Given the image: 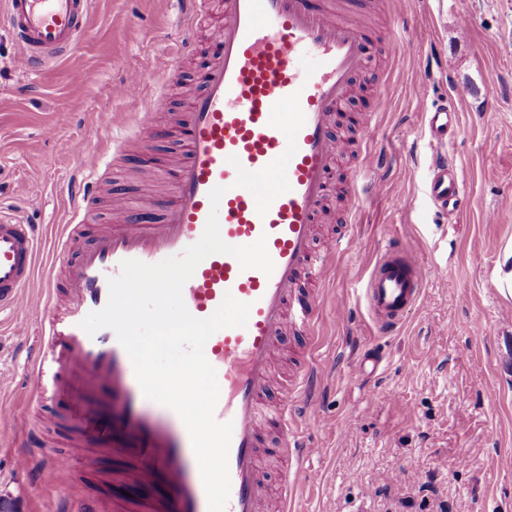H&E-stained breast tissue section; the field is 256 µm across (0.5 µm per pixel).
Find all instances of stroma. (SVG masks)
Here are the masks:
<instances>
[{
	"label": "stroma",
	"instance_id": "stroma-1",
	"mask_svg": "<svg viewBox=\"0 0 512 512\" xmlns=\"http://www.w3.org/2000/svg\"><path fill=\"white\" fill-rule=\"evenodd\" d=\"M387 15L373 18L370 61L356 77L365 91L349 100L354 117L382 102L378 145L392 159L378 194L364 202L348 250L318 292L322 316L317 344L288 337L281 374L291 379L306 365L325 377L314 395L321 417L307 436L325 448L311 460L323 472L300 486L296 512H512V294L498 277V259L512 246V0H388ZM408 33L397 67L383 54L388 32ZM192 37L199 54L178 72L170 53ZM205 22H179L175 0H91L89 34L56 70L28 78L14 70V47L0 17V209L37 225L38 278L55 261L57 234L81 201L72 192L80 165L66 150L74 138L96 155L129 134L127 120L143 98L118 99L113 87L132 68L168 75L169 108L155 131L128 151L118 170L104 172L97 193L103 215L111 195L139 206L138 184L170 170L181 151L172 115L201 85ZM89 80L77 86L70 74ZM426 82L431 103L454 102L461 114L444 148L465 182L460 210L438 208L426 192L433 149L412 86ZM496 84L497 98L484 87ZM81 108H74V101ZM112 116L98 128V114ZM56 131L46 139L44 128ZM412 198L403 209V198ZM494 222H487V213ZM410 243L425 281L419 303L402 328L377 334L362 288L369 266L394 241ZM481 253L482 264L471 261ZM347 316L334 322L333 309ZM37 321L0 312V506L7 512H50L59 491L111 506L130 495H159L119 480L126 458L104 452L95 468L54 475L39 486L14 467L28 376L37 353ZM378 367H371V360Z\"/></svg>",
	"mask_w": 512,
	"mask_h": 512
}]
</instances>
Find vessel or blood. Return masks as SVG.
Wrapping results in <instances>:
<instances>
[{
	"label": "vessel or blood",
	"mask_w": 512,
	"mask_h": 512,
	"mask_svg": "<svg viewBox=\"0 0 512 512\" xmlns=\"http://www.w3.org/2000/svg\"><path fill=\"white\" fill-rule=\"evenodd\" d=\"M339 0H178L182 23L208 16L220 5L211 31L216 47L200 90L189 100L179 125L185 155L172 180L144 183L143 196L159 202L160 220L149 216L96 233L91 245L73 251L72 240L93 221L91 210L74 212L59 241L56 257L62 277H49L33 291L38 229L0 218V309L41 317V352L31 367L26 441L14 454L17 470L44 476L93 468L95 454L77 459L53 447L46 427L65 426L84 442L129 459L128 479L158 485L163 493L113 512H209L207 496L188 430L182 419L163 424L148 400L133 364L113 330L87 334L81 321L102 309L109 278L122 261L148 264L180 254L203 234L210 212H217L222 240L245 246L265 239L274 262L272 274L242 268L230 254L203 259L183 287V300L197 318L210 317L225 296L249 304L246 326L224 328L204 346L222 388L215 406L218 422L233 425L229 450L230 497L225 512H265L270 489L264 479L262 427L277 423L289 467L280 485L281 512H292L297 483L318 482L319 472L303 469L318 455L296 422L316 416L310 395L320 379L312 367L296 379L304 404L270 409L267 399L287 331L313 338L321 301L312 293L323 283L335 257L351 237L343 233L315 248L316 226L325 217L331 165L346 148L337 125L340 110L357 92V73L367 61L366 31L345 18ZM90 0H6L5 16L15 44L13 63L23 75L38 76L68 57L88 33ZM142 70L127 73L114 89L121 98L146 97L132 113L137 130L151 132L155 112L163 110V88H150ZM425 135L436 148L429 197L442 207L456 206L464 180L441 148L460 125L452 106H426ZM378 112L361 131L363 156L353 170L351 188L379 190L389 156L375 146ZM100 171L74 182L72 189L94 202ZM223 188L219 204L209 193ZM424 282L414 250L397 241L376 259L364 297L370 319L389 335L420 299ZM105 392L108 413L90 403Z\"/></svg>",
	"instance_id": "vessel-or-blood-1"
}]
</instances>
